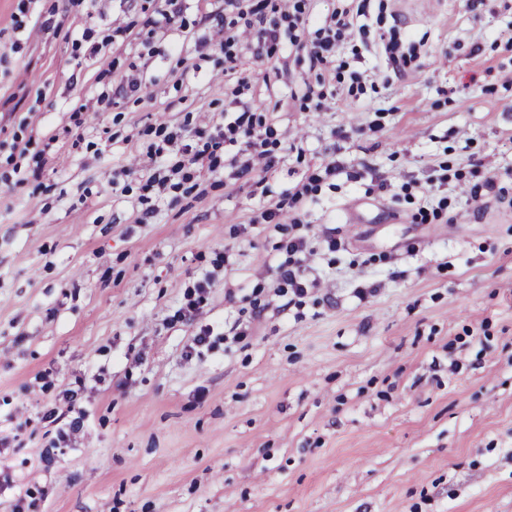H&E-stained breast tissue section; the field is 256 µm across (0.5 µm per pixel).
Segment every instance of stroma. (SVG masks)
I'll return each mask as SVG.
<instances>
[{"label": "stroma", "mask_w": 512, "mask_h": 512, "mask_svg": "<svg viewBox=\"0 0 512 512\" xmlns=\"http://www.w3.org/2000/svg\"><path fill=\"white\" fill-rule=\"evenodd\" d=\"M160 4L0 0V512H512V0H353L328 68L227 64L200 42L224 0L149 29ZM240 82L271 169L229 145L143 192L156 129L223 122ZM298 222L301 297L274 272ZM211 274L206 273L201 281H199L193 288H190L186 293L187 302L179 309L174 317L177 320H194L195 317L200 313L202 304L205 299L206 287L209 285ZM197 295V297H195Z\"/></svg>", "instance_id": "1"}]
</instances>
